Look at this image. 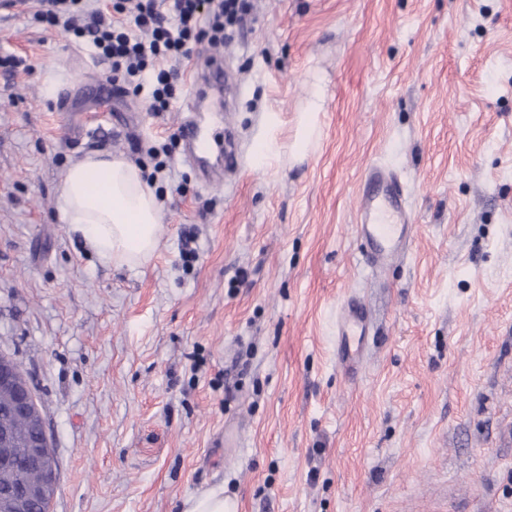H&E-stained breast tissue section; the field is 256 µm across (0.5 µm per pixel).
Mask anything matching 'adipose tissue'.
Instances as JSON below:
<instances>
[{"label": "adipose tissue", "instance_id": "1", "mask_svg": "<svg viewBox=\"0 0 512 512\" xmlns=\"http://www.w3.org/2000/svg\"><path fill=\"white\" fill-rule=\"evenodd\" d=\"M323 95L313 91L298 118L290 145L265 140L263 154L304 157L313 147ZM59 219L79 234L99 262L134 268L148 261L160 244L162 211L140 168L123 156L85 155L65 171L58 187Z\"/></svg>", "mask_w": 512, "mask_h": 512}]
</instances>
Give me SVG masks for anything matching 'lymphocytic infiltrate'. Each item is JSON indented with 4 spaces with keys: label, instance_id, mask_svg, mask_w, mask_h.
Listing matches in <instances>:
<instances>
[{
    "label": "lymphocytic infiltrate",
    "instance_id": "f902f5d3",
    "mask_svg": "<svg viewBox=\"0 0 512 512\" xmlns=\"http://www.w3.org/2000/svg\"><path fill=\"white\" fill-rule=\"evenodd\" d=\"M31 12L34 21L87 40L108 66L114 94L150 85V111L166 112L181 96L179 63L223 47L228 29L253 19L254 0H114L108 13L85 0H36Z\"/></svg>",
    "mask_w": 512,
    "mask_h": 512
}]
</instances>
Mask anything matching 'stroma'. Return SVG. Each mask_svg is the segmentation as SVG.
<instances>
[{
	"label": "stroma",
	"instance_id": "35a3bbf8",
	"mask_svg": "<svg viewBox=\"0 0 512 512\" xmlns=\"http://www.w3.org/2000/svg\"><path fill=\"white\" fill-rule=\"evenodd\" d=\"M239 170L204 187L170 142L181 104L100 100L74 34L0 17V353L35 392L58 461L50 512H512V0H257L224 48ZM317 148L292 143L313 87ZM137 163L163 203L139 267L100 264L58 218L69 164ZM373 163L414 234L379 274L355 233ZM366 307L357 377L336 312ZM240 445H224L225 427ZM323 108V95L319 90H314L303 112L298 118L299 131L296 139L289 146L278 144L275 137L264 141L262 158L273 157L280 158L283 154H288L292 159L304 157L313 147L317 136L319 126V114ZM228 501L224 498L223 488L213 489L191 501L184 512H229L231 505Z\"/></svg>",
	"mask_w": 512,
	"mask_h": 512
}]
</instances>
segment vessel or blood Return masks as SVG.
<instances>
[{
  "label": "vessel or blood",
  "instance_id": "1",
  "mask_svg": "<svg viewBox=\"0 0 512 512\" xmlns=\"http://www.w3.org/2000/svg\"><path fill=\"white\" fill-rule=\"evenodd\" d=\"M206 75L213 89L226 97L234 95V78L226 74L219 56L208 58ZM185 146L186 159L206 166L202 151L205 140L196 123L185 121L178 128ZM357 233L368 247L371 269H378L398 257L406 248L412 233L411 209L400 176L378 166H370L364 175V191L357 202ZM369 330V316L364 306L351 297L336 315L337 365L347 375H355L362 365L364 345Z\"/></svg>",
  "mask_w": 512,
  "mask_h": 512
}]
</instances>
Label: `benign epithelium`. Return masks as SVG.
Wrapping results in <instances>:
<instances>
[{"label": "benign epithelium", "mask_w": 512, "mask_h": 512, "mask_svg": "<svg viewBox=\"0 0 512 512\" xmlns=\"http://www.w3.org/2000/svg\"><path fill=\"white\" fill-rule=\"evenodd\" d=\"M0 400L12 416L26 420L34 430L28 442L25 467L40 474L41 480L21 483L12 494L14 512H27L33 502L52 501L58 485V462L29 380L19 363L3 354H0Z\"/></svg>", "instance_id": "7a95c632"}]
</instances>
